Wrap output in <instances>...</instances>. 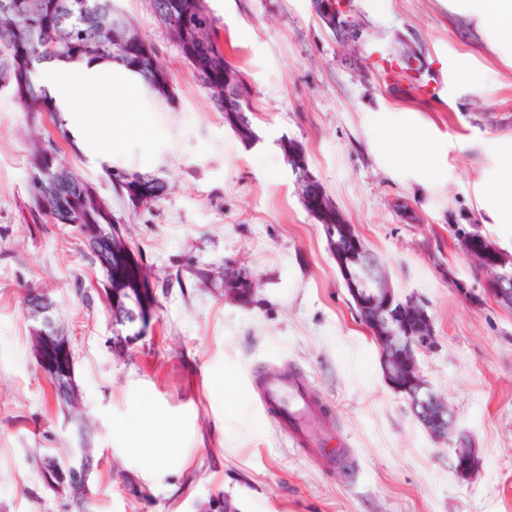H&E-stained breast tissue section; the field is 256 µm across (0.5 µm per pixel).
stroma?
I'll list each match as a JSON object with an SVG mask.
<instances>
[{
    "mask_svg": "<svg viewBox=\"0 0 512 512\" xmlns=\"http://www.w3.org/2000/svg\"><path fill=\"white\" fill-rule=\"evenodd\" d=\"M208 3L253 92L254 142L225 124L149 0H115L169 75L168 148L150 170L168 193L133 209L109 169L60 143L150 267L157 306L138 340L96 297L103 272L76 229L31 220L30 141L57 135L53 120L0 97V512H74L43 466L81 442L96 512H201L220 493L239 512H512V310L455 287L482 291L459 230L512 253V213L495 190L512 160V46L459 0H346L356 39L324 26L313 0ZM376 49L402 67L399 82L377 71ZM438 60L448 89L432 94ZM387 127L424 130L430 165L394 162L380 145ZM285 139L303 146L398 294L426 305L437 347L419 364L477 451L473 478L457 476L454 441L433 438L386 385ZM228 260L252 274L255 304L225 296ZM30 285L58 302L76 408L52 393L24 310ZM277 374L305 380L324 425L319 455L262 408L256 385Z\"/></svg>",
    "mask_w": 512,
    "mask_h": 512,
    "instance_id": "obj_1",
    "label": "stroma"
}]
</instances>
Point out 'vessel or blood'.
Returning a JSON list of instances; mask_svg holds the SVG:
<instances>
[{"label":"vessel or blood","mask_w":512,"mask_h":512,"mask_svg":"<svg viewBox=\"0 0 512 512\" xmlns=\"http://www.w3.org/2000/svg\"><path fill=\"white\" fill-rule=\"evenodd\" d=\"M261 398L265 410L287 422L292 438L306 446L308 453L321 448V419L301 380L267 379L261 384Z\"/></svg>","instance_id":"obj_1"}]
</instances>
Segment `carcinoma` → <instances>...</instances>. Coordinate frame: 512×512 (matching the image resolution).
<instances>
[{
    "label": "carcinoma",
    "instance_id": "obj_1",
    "mask_svg": "<svg viewBox=\"0 0 512 512\" xmlns=\"http://www.w3.org/2000/svg\"><path fill=\"white\" fill-rule=\"evenodd\" d=\"M13 8L0 10V92H7L22 111L36 118L55 115L51 99L37 80L43 64L67 62L83 56L109 58L136 69L145 84L159 94L169 92L168 76L158 61L156 47L115 7L114 0H12ZM155 18L167 29L203 88L224 86V71H237L224 56L217 35V19L206 0H150ZM54 43L57 51L46 57L36 48ZM224 121L249 143L256 139L253 100L238 112L224 111V100L211 97ZM119 194L134 208L149 207L164 197L162 179L119 171L113 174ZM29 197L37 219L70 224L79 234L96 231L105 239L94 260L105 272L97 295L103 296L112 317L140 311L151 315L157 301L144 259L128 248L117 217L84 178L60 158L53 137L37 142L29 158ZM57 400L66 406L77 401L71 351L50 337L38 345Z\"/></svg>",
    "mask_w": 512,
    "mask_h": 512
}]
</instances>
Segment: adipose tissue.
Instances as JSON below:
<instances>
[{
	"instance_id": "ef3b65f1",
	"label": "adipose tissue",
	"mask_w": 512,
	"mask_h": 512,
	"mask_svg": "<svg viewBox=\"0 0 512 512\" xmlns=\"http://www.w3.org/2000/svg\"><path fill=\"white\" fill-rule=\"evenodd\" d=\"M38 78L89 164L141 171L161 162L164 149L155 134V116L163 105L136 70L81 57L44 65Z\"/></svg>"
}]
</instances>
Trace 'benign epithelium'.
I'll list each match as a JSON object with an SVG mask.
<instances>
[{
  "label": "benign epithelium",
  "instance_id": "1",
  "mask_svg": "<svg viewBox=\"0 0 512 512\" xmlns=\"http://www.w3.org/2000/svg\"><path fill=\"white\" fill-rule=\"evenodd\" d=\"M315 9L326 26L336 30V21L343 16V0H316ZM250 85L241 74L226 80L224 111L233 112L249 98ZM347 246L364 253L356 271H343L344 282L356 306L368 314V330L380 345V366L383 379L408 402L415 419L434 437L446 438L454 430L456 414L447 400L437 394L425 379L417 354L436 348L433 319L425 305L414 296L400 298L387 271L371 253L363 252L358 237H346ZM462 252L486 274L483 293L500 305L512 309V267L500 262L486 263L488 248L475 250L471 239L460 240ZM30 318L38 324L35 335L45 337L56 331L52 308L42 299L31 303ZM455 471L462 479L472 477L478 467L476 449L460 437L456 441ZM66 483L76 489L83 487L91 470L92 456L84 445L71 449L67 460Z\"/></svg>",
  "mask_w": 512,
  "mask_h": 512
}]
</instances>
